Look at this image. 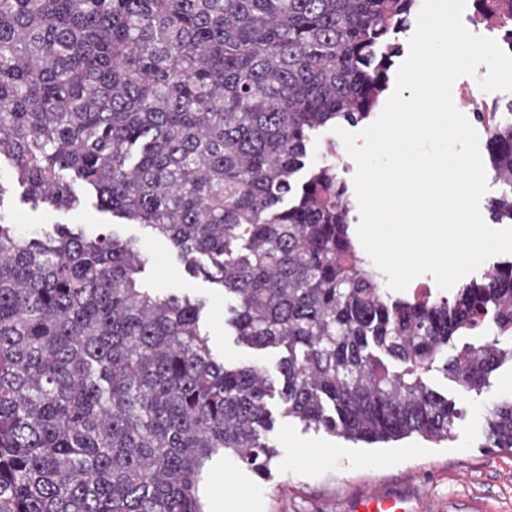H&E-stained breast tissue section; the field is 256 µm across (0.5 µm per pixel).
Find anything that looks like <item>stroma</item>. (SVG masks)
Masks as SVG:
<instances>
[{
    "label": "stroma",
    "mask_w": 512,
    "mask_h": 512,
    "mask_svg": "<svg viewBox=\"0 0 512 512\" xmlns=\"http://www.w3.org/2000/svg\"><path fill=\"white\" fill-rule=\"evenodd\" d=\"M26 231L77 224L88 234L112 224L123 239H137L149 255L141 274L145 287L207 300L204 329L226 364L250 360L276 372L280 351L237 346L224 328V296L190 276L172 244L139 224H114L92 203L67 213L38 208L12 193L5 201ZM512 398V366L504 365L482 393L468 394L448 440L430 442L412 435L396 442H352L325 430L277 421L269 439L280 451L270 478L243 467L232 454L214 460L207 479L205 512H346L361 491L415 494V512H512V451L484 445L482 424L492 403Z\"/></svg>",
    "instance_id": "obj_1"
}]
</instances>
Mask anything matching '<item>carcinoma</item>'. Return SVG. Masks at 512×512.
Instances as JSON below:
<instances>
[{
	"label": "carcinoma",
	"instance_id": "obj_1",
	"mask_svg": "<svg viewBox=\"0 0 512 512\" xmlns=\"http://www.w3.org/2000/svg\"><path fill=\"white\" fill-rule=\"evenodd\" d=\"M417 0H0V161L34 208L98 211L168 239L230 300L227 365L207 302L142 284L105 228L23 234L0 180V512H204L209 462L260 477L283 417L354 442L443 441L459 394L512 364V263L446 299L397 297L349 232L336 143L377 111ZM512 212V119L484 151ZM462 335L481 343L457 347ZM512 450V399L484 417Z\"/></svg>",
	"mask_w": 512,
	"mask_h": 512
}]
</instances>
